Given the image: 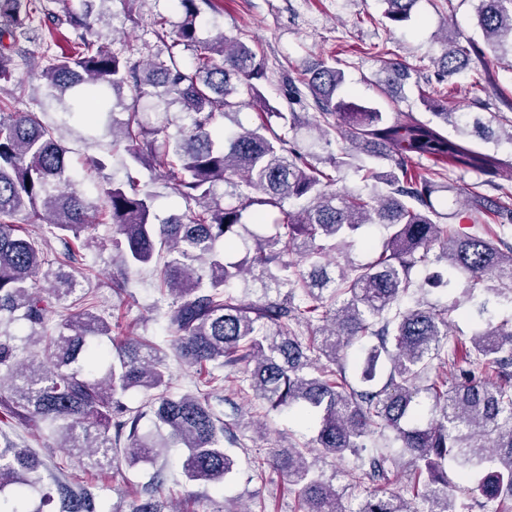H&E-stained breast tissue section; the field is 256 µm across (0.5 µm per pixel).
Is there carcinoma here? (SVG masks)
<instances>
[{"label":"carcinoma","instance_id":"cac0c4a2","mask_svg":"<svg viewBox=\"0 0 512 512\" xmlns=\"http://www.w3.org/2000/svg\"><path fill=\"white\" fill-rule=\"evenodd\" d=\"M33 2L0 0V93L10 82L22 88L14 81L16 58L30 63L22 42L33 32ZM107 2L84 0L83 11L52 18L78 36L43 67L37 109L12 112L0 96V320L25 322L29 339L45 343V357L22 358L9 339H0L8 418L48 431L57 447L86 457L99 471L116 468L123 457L152 459L172 442L186 449L182 470L190 482L219 490L235 466L224 448L234 441V424L210 402L217 378L205 380L204 390L176 396L160 347L125 339L109 353L92 345L93 337L115 338L88 295L81 296L84 305L68 303L79 271L45 268L43 240L15 222L24 212L27 223L73 238L71 263L88 245L81 233L95 217L92 205L72 187L68 150L38 113L54 105L69 114L91 98L103 112L119 107L124 113L112 117V145L133 167L171 182L187 205L158 222L153 197L139 189L138 178L99 187L121 276L152 265L158 289L171 298L166 317L175 355L191 367L238 368L262 404L317 424L310 442L290 439L254 457L258 472L269 467L288 482L295 512H345L319 463L349 455L359 460L355 485L364 492L352 512H418L417 499L426 504L423 512H449L450 464L467 483L463 495L512 501V319L487 317L492 302L512 307V245L485 224L489 213L512 223L509 194H471L469 231L450 223L458 209L436 196L455 190L450 172L497 175L500 159L472 140L512 144V120L495 138L481 119L448 111L421 87L419 100L433 109V121L362 106L349 100L336 59L320 58L303 77L288 76V104L310 98L318 111L307 126L318 137L301 146L294 138L301 129L296 112H281L263 96L266 70L251 47L222 31L199 39L198 0H176L182 13L176 29L167 30L163 17L156 21V38L172 39L168 59L157 61H134L124 49L82 33L93 7ZM382 2L384 18L398 27L419 0ZM475 12L485 48L459 30L444 35L435 60L444 77L466 74L471 57L482 60L487 50L512 53V0H477ZM177 47L191 52L189 63ZM382 70L383 94L412 77L406 65L385 63ZM126 88L128 101L119 98ZM109 92L118 96L112 105ZM141 101L161 114L156 125L142 121ZM248 102L258 108V122L245 128L236 116ZM273 117L281 120L278 131ZM173 123L178 131L171 135ZM448 125L455 135H448ZM333 136L346 146L328 156L330 173L315 149ZM423 159L432 167L414 168ZM344 169L354 170L369 192L332 189L333 173ZM270 210L278 214L275 233L252 231L267 225ZM373 224L388 230L378 245L365 234ZM245 235L254 252L234 261L232 251ZM358 243L374 257L341 263ZM251 281L262 290L255 301L240 296ZM239 283L240 293L234 291ZM428 285L443 288L448 302L424 300ZM459 290L470 299L476 291L489 295L477 305L466 341L451 338ZM55 316L59 322L49 333L46 323ZM382 358L388 371L378 379ZM131 389L150 394L151 412L168 428L169 440L138 434L139 415L122 402ZM388 432L399 454L363 456L366 440ZM404 457L411 470L393 490ZM40 466L35 454L5 440L0 494L9 490L19 501L37 494L33 512H46L55 501L58 512H98L88 488L61 480L53 489L37 485L31 474ZM161 485L145 489L130 512H179Z\"/></svg>","mask_w":512,"mask_h":512}]
</instances>
